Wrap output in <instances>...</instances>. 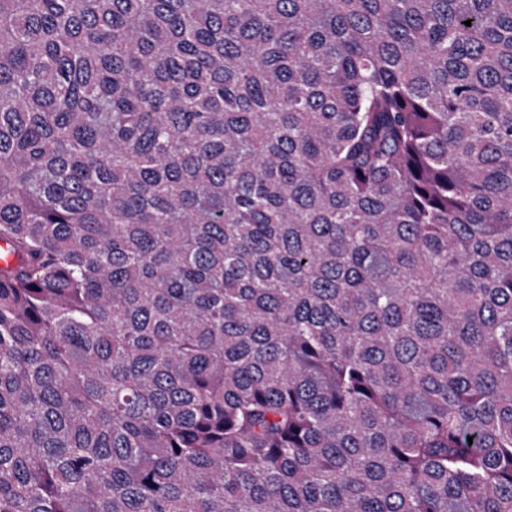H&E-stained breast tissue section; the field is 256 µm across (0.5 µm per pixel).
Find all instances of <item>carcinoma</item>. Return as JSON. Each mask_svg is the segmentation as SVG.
<instances>
[{
	"mask_svg": "<svg viewBox=\"0 0 512 512\" xmlns=\"http://www.w3.org/2000/svg\"><path fill=\"white\" fill-rule=\"evenodd\" d=\"M0 242V512H512V0H0Z\"/></svg>",
	"mask_w": 512,
	"mask_h": 512,
	"instance_id": "carcinoma-1",
	"label": "carcinoma"
}]
</instances>
